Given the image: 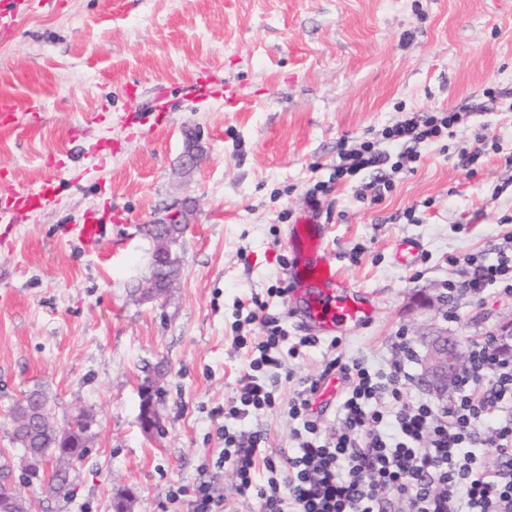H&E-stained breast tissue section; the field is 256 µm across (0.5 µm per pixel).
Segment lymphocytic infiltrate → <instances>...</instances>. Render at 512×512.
I'll return each mask as SVG.
<instances>
[{"instance_id": "lymphocytic-infiltrate-1", "label": "lymphocytic infiltrate", "mask_w": 512, "mask_h": 512, "mask_svg": "<svg viewBox=\"0 0 512 512\" xmlns=\"http://www.w3.org/2000/svg\"><path fill=\"white\" fill-rule=\"evenodd\" d=\"M464 116L461 109L405 112L384 129L383 138L414 162L420 143L453 135ZM338 156L337 178L370 171L387 190L391 171L400 167L370 140L339 150ZM464 261L474 267L464 291L477 295L499 283L512 292V256L501 252L494 261L479 262L468 255ZM265 308L256 303L247 315L260 322L263 336L233 339L246 351L248 365L235 396L213 410L222 420L217 433L224 446L203 457L196 484L178 486L172 500H186L189 512H225L228 499L218 484L229 467L240 492H256L263 512H391L396 500L407 512H512V357L504 355L497 337L470 350L455 398L440 407L412 401L401 389L405 362L412 357L404 338L398 343L403 358L388 374L331 356L319 374L299 378L284 399L277 385L285 356L317 346L319 339L304 336L286 346V330ZM335 375L344 381L340 427L327 432L312 404L324 379ZM275 407L298 423L295 446L280 454L264 453L265 432L237 436L223 424ZM476 444L482 449L478 457L466 451ZM486 457L493 466L483 465Z\"/></svg>"}]
</instances>
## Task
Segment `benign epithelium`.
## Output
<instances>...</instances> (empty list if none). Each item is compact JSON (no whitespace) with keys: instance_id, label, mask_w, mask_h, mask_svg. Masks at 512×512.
<instances>
[{"instance_id":"1","label":"benign epithelium","mask_w":512,"mask_h":512,"mask_svg":"<svg viewBox=\"0 0 512 512\" xmlns=\"http://www.w3.org/2000/svg\"><path fill=\"white\" fill-rule=\"evenodd\" d=\"M202 152L201 138L194 134L186 142L185 150L181 156V168L187 172L192 171ZM191 199L186 198L182 205L174 211L167 213L163 219L157 221L159 230L154 238L153 253L157 257H165L169 252L166 224L173 220L181 224L189 223ZM417 343L420 348V361L422 365V384L438 400H448V393L452 390L455 377L462 368L460 358V343L448 339L447 334L434 336H419Z\"/></svg>"}]
</instances>
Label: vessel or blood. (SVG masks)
I'll return each instance as SVG.
<instances>
[{
    "instance_id": "obj_1",
    "label": "vessel or blood",
    "mask_w": 512,
    "mask_h": 512,
    "mask_svg": "<svg viewBox=\"0 0 512 512\" xmlns=\"http://www.w3.org/2000/svg\"><path fill=\"white\" fill-rule=\"evenodd\" d=\"M27 6L28 0H0V32L11 33ZM16 110L14 99L1 92L0 132L18 139L29 137L33 128L18 121ZM55 191V180L51 177L38 191H12L7 198L0 199V223L11 225L22 215L35 213L43 202L53 198ZM106 232V225L92 216L76 226L74 237L84 250L92 252ZM327 233V226L310 216L294 225L288 238L292 259L286 274L290 298L298 302L305 326L332 337L366 324L374 307L369 295L355 288L342 274L325 244Z\"/></svg>"
}]
</instances>
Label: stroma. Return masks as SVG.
Listing matches in <instances>:
<instances>
[{
	"mask_svg": "<svg viewBox=\"0 0 512 512\" xmlns=\"http://www.w3.org/2000/svg\"><path fill=\"white\" fill-rule=\"evenodd\" d=\"M1 91L35 131L0 133V187L58 185L0 240V480L23 487L33 512H114L122 491L130 512H187L169 491L220 445L212 410L247 363L232 339L263 333L248 308L268 302L290 342L305 334L274 294L300 216L329 225V251L374 301L371 320L342 335L344 361L386 371L399 337L442 330L467 351L512 317L499 286L458 289L472 273L462 255L512 253V0H30L0 35ZM157 102L153 129L123 124ZM461 106L467 124L419 145L391 191L366 171L333 183L339 144L381 141L405 112ZM190 129L203 151L185 176ZM480 133L498 148L470 174L459 158ZM319 181L330 189L313 204ZM188 196L179 278L145 299V226ZM90 209L110 217L92 253L71 232ZM406 240L420 245L408 264ZM149 377L161 435L139 421ZM36 389L57 417L90 416L67 500L23 484L12 410ZM295 426L280 409L228 423L264 430L270 453L291 448Z\"/></svg>",
	"mask_w": 512,
	"mask_h": 512,
	"instance_id": "obj_1",
	"label": "stroma"
}]
</instances>
